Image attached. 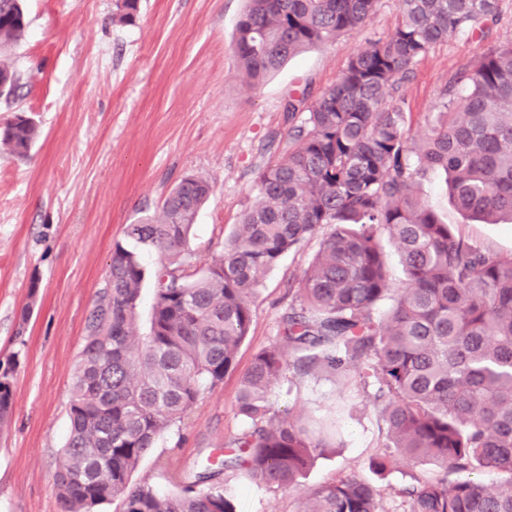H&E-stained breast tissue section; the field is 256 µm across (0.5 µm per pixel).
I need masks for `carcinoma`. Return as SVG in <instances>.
Returning <instances> with one entry per match:
<instances>
[{
  "mask_svg": "<svg viewBox=\"0 0 512 512\" xmlns=\"http://www.w3.org/2000/svg\"><path fill=\"white\" fill-rule=\"evenodd\" d=\"M378 0H247L237 27L239 71L258 83L288 58L364 26ZM139 0H116L130 23ZM401 19L352 56L340 78L285 105L288 152L256 178L259 200L224 238L223 253L193 267L190 232L213 192L184 177L160 214L125 225L112 246L82 338L69 404L70 431L54 485L65 512H236L220 475L235 471L268 489L292 488L337 439L334 420L281 416L272 392L290 374L356 378L381 422L384 451L370 470L431 465L385 509L367 480L346 476L304 494L298 512H512V257L472 241L415 193L431 170L448 197L480 224H512V44L489 47L438 93L420 137L411 134L400 88L418 58L456 36H481L499 0H400ZM27 27L23 0H0V54ZM0 101L19 79L0 60ZM300 124H295V121ZM36 136L17 112L0 146L28 156ZM318 250L281 316L278 339L241 376L220 466L184 477L160 495L129 487L155 442L202 392L236 367L252 323V293L292 251ZM161 256L147 324L140 318L146 267ZM403 278L395 280L389 248ZM13 412V371H0V425ZM499 478L481 482L475 471Z\"/></svg>",
  "mask_w": 512,
  "mask_h": 512,
  "instance_id": "carcinoma-1",
  "label": "carcinoma"
}]
</instances>
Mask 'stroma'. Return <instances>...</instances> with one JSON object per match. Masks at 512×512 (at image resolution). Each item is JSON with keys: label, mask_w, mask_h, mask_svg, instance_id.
Here are the masks:
<instances>
[{"label": "stroma", "mask_w": 512, "mask_h": 512, "mask_svg": "<svg viewBox=\"0 0 512 512\" xmlns=\"http://www.w3.org/2000/svg\"><path fill=\"white\" fill-rule=\"evenodd\" d=\"M28 27L8 54L22 88L0 102V125L21 111L39 136L29 158L0 156V362L14 363V409L0 427V512H64L54 486L69 428L81 341L112 246L126 224L155 214L188 174L215 191L199 211L190 246L194 267L217 257L224 238L257 200L256 177L288 148L289 94L336 83L366 41L392 31L399 0H379L368 24L288 60L260 85L239 72L233 53L245 0H140L130 24L113 23L115 0H25ZM485 38L432 47L401 88L407 121L423 130L439 89L489 47L512 41V0ZM416 193L443 220L512 256V224H469L448 202L443 172ZM309 243L268 272L252 297L253 317L234 371L205 391L181 424L162 436L132 474V487L174 491L173 475L198 470L241 429L239 379L253 355L274 342L303 270ZM27 325H20L24 306ZM279 413L338 415L341 441L297 487L273 490L228 475L237 512H297L302 494L356 475L379 487L385 507L430 466L372 474L381 453L377 416L357 385L327 374L281 382Z\"/></svg>", "instance_id": "obj_1"}]
</instances>
